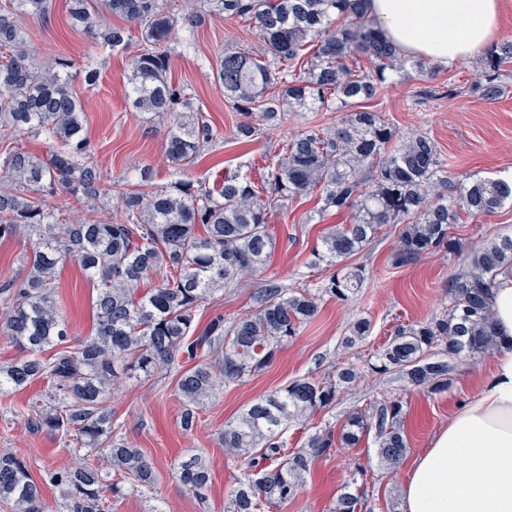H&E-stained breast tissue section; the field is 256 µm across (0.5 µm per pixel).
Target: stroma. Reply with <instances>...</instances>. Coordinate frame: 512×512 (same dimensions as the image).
Returning a JSON list of instances; mask_svg holds the SVG:
<instances>
[{
    "label": "stroma",
    "mask_w": 512,
    "mask_h": 512,
    "mask_svg": "<svg viewBox=\"0 0 512 512\" xmlns=\"http://www.w3.org/2000/svg\"><path fill=\"white\" fill-rule=\"evenodd\" d=\"M54 3L50 17L26 23L32 52L38 62L56 54L73 61L70 88L83 102L86 134L94 146V161L105 182L117 190L125 188L136 180L141 168L148 166L156 173V184L167 185L171 179L164 154L168 125L148 119L127 104L133 51L107 53L97 40L71 28L66 0ZM195 39L193 49L174 47L172 78L190 88L194 104L222 131L223 140L186 175L211 183L230 168L257 174L264 157L305 127L309 116L287 113L280 124L264 127L253 144H237L233 131L241 117L225 102L223 89L214 81L213 68L226 46L249 45L254 36L245 23L215 18L197 28ZM91 62L100 70L99 82L94 87L86 86L83 75L85 65ZM477 70L474 60L436 66L427 83L443 87L451 82L461 92L452 97L437 96L421 104L416 95L425 82L415 70L405 69L391 74L377 104L378 111L390 118L399 135L424 132L435 140L448 163V177L454 183L512 176V90L495 100L470 97L466 90L475 80ZM313 207V202L303 199L272 217L269 230L275 250L264 276L255 277L248 287L228 288L215 294L202 311L199 326H206L217 314L228 320L249 314L254 307L252 295L264 278L277 279L291 288L313 284L321 278V270L310 266L312 251L319 246L326 225L344 224L350 217L330 214L316 223L310 219ZM455 234L468 249L498 235H512V207H504L490 217L464 219ZM396 241V234H386L353 256V263L365 267L368 273L363 288L346 301L323 299L316 320L289 340L261 374L217 389L192 429L182 425L183 407L174 390L173 375L145 381L122 379L106 407L119 433L153 460L157 480L150 490L128 492L117 512H226L228 492L239 468L225 456L220 444L225 424L256 398L300 377L327 375L340 361L362 368V377L346 390L334 409L314 415L307 424L289 427V447H303L308 436L325 424H342L348 410L364 407L372 400L396 397L404 403L403 425L409 441L406 456L395 474H387L378 461L375 438L369 435L358 447L338 449L327 458L315 457L299 496L278 512H331L342 487L359 467L367 472L365 491L373 512H398L403 506L402 491L414 459L447 427L458 406L475 393L493 359H462L448 390L437 394L411 387L397 372L383 376L367 372L368 360L397 324L424 321L446 310L448 277L467 267L463 258L444 252L406 267H394ZM95 295L92 283L76 265L61 268L57 301L69 325L70 345H78L91 335L95 327ZM360 318L370 320V335L354 348L344 349L343 336ZM45 390V383L38 381L0 396V451L26 460L37 480L45 468L66 466L77 459L60 437L35 435L26 426L30 403ZM192 454L205 456L212 470L211 485L200 497L189 493L173 476L178 463Z\"/></svg>",
    "instance_id": "stroma-1"
}]
</instances>
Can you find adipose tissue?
Segmentation results:
<instances>
[{"instance_id": "ef3b65f1", "label": "adipose tissue", "mask_w": 512, "mask_h": 512, "mask_svg": "<svg viewBox=\"0 0 512 512\" xmlns=\"http://www.w3.org/2000/svg\"><path fill=\"white\" fill-rule=\"evenodd\" d=\"M500 0H368L384 36L403 53L444 66L479 55L499 34ZM492 300L499 334L493 367L417 457L404 512H512V273Z\"/></svg>"}]
</instances>
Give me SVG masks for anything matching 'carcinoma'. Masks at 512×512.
<instances>
[{
	"mask_svg": "<svg viewBox=\"0 0 512 512\" xmlns=\"http://www.w3.org/2000/svg\"><path fill=\"white\" fill-rule=\"evenodd\" d=\"M199 9L184 16L187 30L201 18L238 19L252 26L258 45L226 48L215 74L233 111L257 112L275 126L288 112L343 109L379 98L394 72L426 71L406 58L368 14L367 0H186ZM53 0H0V140L38 136L50 144L45 155L22 147L0 151V239L27 236L24 275L0 286V334L26 352L0 365V394L46 381L27 424L35 433L59 435L94 459L47 468L44 483L59 489L62 512H114L122 481L140 489L155 481V466L144 451L112 426L104 399L116 385V366L130 378L179 373L175 391L190 429L198 410L224 385L264 371L284 341L300 334L320 311L323 297L346 301L363 287L365 269L344 264L382 229L399 226L393 265L461 248L453 228L461 213L473 218L512 205V179L476 178L448 195L445 163L434 140L417 132L399 144L393 123L367 109L345 113L326 126L311 121L267 160L255 182L239 170L209 187L182 178L222 136L206 113L193 109L186 89L172 80L170 46L177 20L167 0H69L72 24L112 52L124 51L130 30L103 22L106 14L139 29L131 61L133 109L152 119L177 117L165 152L177 179L151 189L150 171L141 187L118 191L123 219L111 220L112 184L91 158L85 113L69 89L72 61L54 55L37 65L21 17L44 20ZM374 70H355L359 58ZM512 62V40L489 46L480 80L468 92L495 99L507 92L503 67ZM262 129L237 123V143L249 145ZM62 189L86 204L87 215L55 214L46 196ZM317 201L316 213L348 211L313 250L311 265L333 272L315 287L288 288L268 279L253 297L255 309L227 321L218 315L200 332L201 308L226 287L246 286L262 274L275 248L268 224L274 211L299 198ZM75 261L96 286L95 333L73 350L43 356L68 336L56 304L58 270ZM470 269L448 277V308L416 324L399 326L368 364L372 373L399 372L407 383L434 392L448 388L458 361L494 353L497 332L489 288L496 275L512 269V236L486 242L472 252ZM158 279L154 288L141 285ZM371 332L366 318L355 321L344 347ZM201 359L191 368L180 361ZM359 377L339 363L327 376L300 378L252 402L221 435L224 454L237 461L240 476L229 491L227 512H265L293 501L305 485L311 459L337 448H354L375 433L380 464L391 471L407 449L402 402L386 398L348 412L342 429H317L306 446L288 450V428L336 406ZM176 478L197 496L211 484L208 462L182 460ZM0 502L14 512H45L42 485L25 462L0 452ZM364 494L349 487L335 512H362Z\"/></svg>",
	"mask_w": 512,
	"mask_h": 512,
	"instance_id": "1",
	"label": "carcinoma"
}]
</instances>
